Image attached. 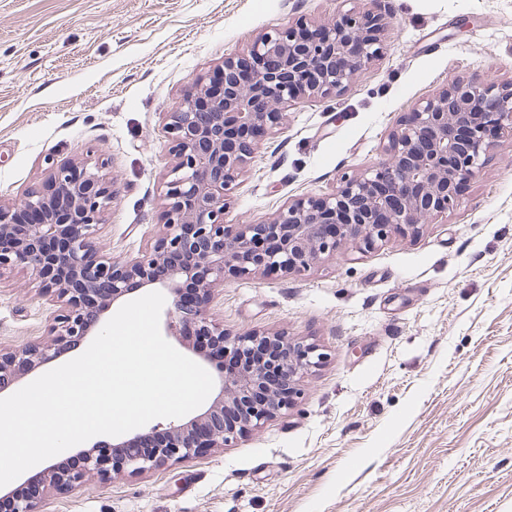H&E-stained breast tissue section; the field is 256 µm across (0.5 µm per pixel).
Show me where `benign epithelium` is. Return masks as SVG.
<instances>
[{
  "instance_id": "obj_1",
  "label": "benign epithelium",
  "mask_w": 512,
  "mask_h": 512,
  "mask_svg": "<svg viewBox=\"0 0 512 512\" xmlns=\"http://www.w3.org/2000/svg\"><path fill=\"white\" fill-rule=\"evenodd\" d=\"M362 14L340 13L328 24L298 20L260 37L248 50V76L238 59H224L219 97L207 82H196L169 113L176 163L166 182L153 250L122 262L100 254L94 227L115 198L97 172L82 176L63 162L52 166L43 191L19 205L0 203V273L31 270L39 288L59 303L50 334L18 349L0 348V394L26 376L72 351L101 330L106 315L132 287L160 288L167 294L165 331L171 336L191 327L219 346L224 328L207 316L206 304L228 281L252 272L298 273L322 256L362 252L388 238L395 228L413 232L445 214L460 184L481 174V158L495 144L486 137L512 131V84L499 86L455 78L419 102L410 118L396 123L381 146V160L359 176L340 179L328 193L295 198L264 224H226V197L259 144L284 129L287 104L302 97L342 95L380 52L386 12L371 0ZM279 342L280 384L293 388L296 377L322 360L316 347ZM266 369L250 365L236 373L216 368L211 404L190 419H176L160 431L165 441L150 443L155 432L114 436L101 448L117 455L85 454L74 469L63 460L39 471L42 484L73 489L90 474L110 479L121 473L156 470L193 458L204 448H222L288 408L270 392L257 406L247 404ZM244 405L229 425L224 412ZM39 493L18 496L13 512H41Z\"/></svg>"
}]
</instances>
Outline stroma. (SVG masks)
<instances>
[{"mask_svg":"<svg viewBox=\"0 0 512 512\" xmlns=\"http://www.w3.org/2000/svg\"><path fill=\"white\" fill-rule=\"evenodd\" d=\"M381 52L339 97L286 109L229 195L257 224L380 159L413 106L451 79L512 83V0H386ZM367 0H0V203L50 162L98 168L116 199L101 253L149 252L174 163L167 114L199 79L297 19ZM207 311L232 335L317 346L288 409L164 468L47 489L43 512H512V134L448 214L302 274L258 272ZM29 272L0 274V347L47 335Z\"/></svg>","mask_w":512,"mask_h":512,"instance_id":"stroma-1","label":"stroma"}]
</instances>
